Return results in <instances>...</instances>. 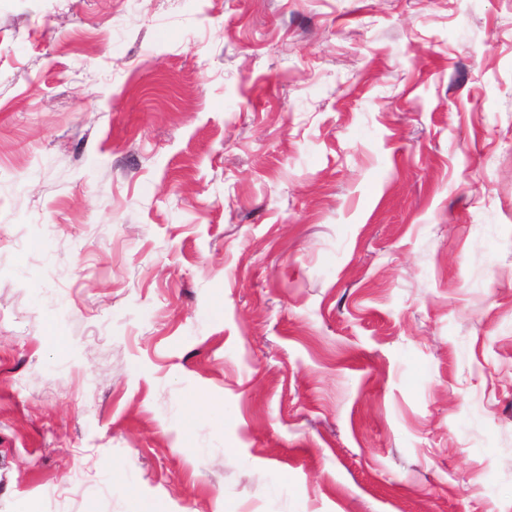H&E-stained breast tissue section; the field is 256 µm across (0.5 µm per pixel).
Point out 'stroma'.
<instances>
[{"mask_svg":"<svg viewBox=\"0 0 512 512\" xmlns=\"http://www.w3.org/2000/svg\"><path fill=\"white\" fill-rule=\"evenodd\" d=\"M512 512V0H0V512Z\"/></svg>","mask_w":512,"mask_h":512,"instance_id":"obj_1","label":"stroma"}]
</instances>
